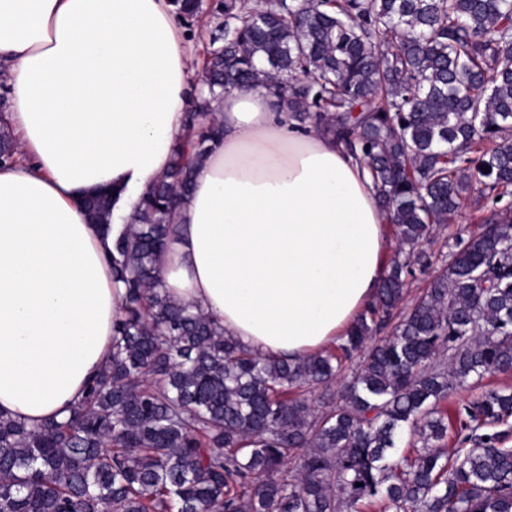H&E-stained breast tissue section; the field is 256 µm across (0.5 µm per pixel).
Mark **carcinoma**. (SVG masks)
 <instances>
[{
    "mask_svg": "<svg viewBox=\"0 0 512 512\" xmlns=\"http://www.w3.org/2000/svg\"><path fill=\"white\" fill-rule=\"evenodd\" d=\"M173 5L193 19L201 0ZM213 42L171 164L107 256L126 294L105 368L63 420L0 412V512H512L508 433L488 432L512 392L466 401L457 448L439 407L512 373V207L497 209L512 196V0H224ZM257 84L360 154L395 226L374 301L306 359L257 354L157 279L178 199L224 135L208 115L226 87ZM15 161L0 115V166ZM475 183L490 215L408 304L417 245ZM84 208L112 223L108 194ZM355 356L337 399L294 393ZM406 431L421 446L404 455Z\"/></svg>",
    "mask_w": 512,
    "mask_h": 512,
    "instance_id": "cac0c4a2",
    "label": "carcinoma"
}]
</instances>
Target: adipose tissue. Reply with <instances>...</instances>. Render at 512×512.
Segmentation results:
<instances>
[{"label":"adipose tissue","instance_id":"obj_1","mask_svg":"<svg viewBox=\"0 0 512 512\" xmlns=\"http://www.w3.org/2000/svg\"><path fill=\"white\" fill-rule=\"evenodd\" d=\"M20 151L0 168V411L63 419L105 364L125 288L106 255L170 164L190 55L170 0H0ZM160 262L162 291L256 353L335 342L388 272V214L364 163L265 86L225 90ZM118 195L112 233L82 208Z\"/></svg>","mask_w":512,"mask_h":512}]
</instances>
